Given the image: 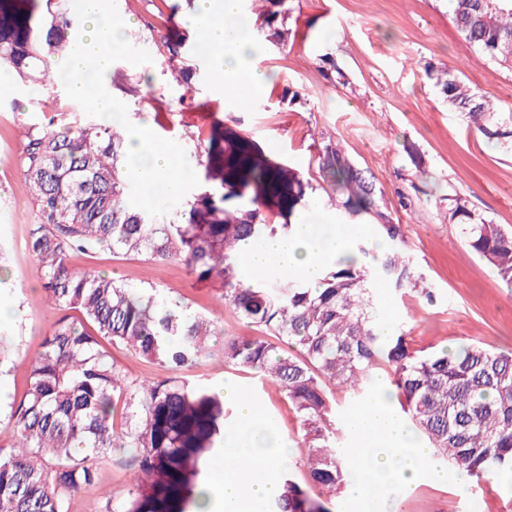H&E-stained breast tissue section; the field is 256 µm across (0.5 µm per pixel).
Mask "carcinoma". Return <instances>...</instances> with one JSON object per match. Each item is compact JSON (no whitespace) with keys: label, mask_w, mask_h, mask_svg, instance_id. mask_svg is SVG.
Returning <instances> with one entry per match:
<instances>
[{"label":"carcinoma","mask_w":512,"mask_h":512,"mask_svg":"<svg viewBox=\"0 0 512 512\" xmlns=\"http://www.w3.org/2000/svg\"><path fill=\"white\" fill-rule=\"evenodd\" d=\"M283 11H270L257 30L281 45ZM454 24L481 58L512 68V0H457ZM80 28L65 0H0V73L23 82L62 83L60 64ZM163 46L172 60L181 49L201 54L183 35ZM436 85L448 107L490 144L512 149V112L449 69ZM128 134L119 123L60 112L31 125L17 157L37 222L25 247L39 264L46 299L59 312L41 349L28 363L27 386L11 407L16 443L0 448V512H68L69 497L97 489L110 451L127 457L133 488L112 512H190L202 495L217 440L224 399L176 377L130 386L102 342L123 344L172 372L210 354L218 323L179 299L161 303L146 291L93 268L76 269L73 253L146 257L178 262L199 280H219L221 305L258 332L224 339V363L268 379L300 420L299 464L318 494L282 476V492L263 512H332L359 465L339 451L346 436L336 416V393L361 401L372 372L390 377L402 416L465 484L495 477L512 494V352L476 341L440 353L412 347L405 331L384 324L368 281L400 297H435L407 250L401 224L342 145L321 136L314 156L320 182L287 166L267 163L254 144L218 122L194 145L197 176L205 182L180 209L151 216L129 204ZM328 203L345 224L376 226L387 248L353 241L356 260L324 268L315 287L300 277L244 278L241 253L255 241L288 235L293 224H273L274 205L288 217ZM252 197L227 209L232 197ZM448 220L466 226V243L512 288V232L478 217L458 195L448 196ZM276 337L291 350L269 342Z\"/></svg>","instance_id":"1"}]
</instances>
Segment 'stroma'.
Instances as JSON below:
<instances>
[{"instance_id": "stroma-1", "label": "stroma", "mask_w": 512, "mask_h": 512, "mask_svg": "<svg viewBox=\"0 0 512 512\" xmlns=\"http://www.w3.org/2000/svg\"><path fill=\"white\" fill-rule=\"evenodd\" d=\"M116 0L127 25L126 37L147 50L151 62H116L122 80L105 73L110 94L128 107L134 124L149 123L160 137L188 146L190 137L207 136L221 122L252 140L266 159L307 173L321 134L340 142L357 167L381 190L402 226L407 246L435 292L434 301L397 298L384 290L375 296L387 323L403 324L415 348L427 352L474 339L491 350H512V289L465 244L462 225L448 221V198L457 194L470 209L512 231V149L493 147L449 109L425 63L455 70L481 93L494 96L512 112V70L479 59L459 36L450 0H286L285 45L264 44L262 65L270 80L256 100L242 101L216 80L213 59L197 61L198 77L179 85L171 71L163 33L198 36L195 0ZM53 96L55 111H68L65 91L38 84L0 81V264L5 284L0 305L11 310L0 333L11 337L16 362L0 374V448L13 445L8 423L11 403L23 395L26 357L58 317L40 288L36 259L25 248L27 226L36 215L17 166L26 122L42 120L39 99ZM408 207H400V197ZM77 268L112 273L133 288H152L159 299H180L223 327L213 338L211 357L183 373L206 386L233 384L241 399L258 404L281 440L295 443L300 421L272 385L257 375L225 365L220 356L229 336L251 330L219 307L220 281L201 282L177 263L108 253H75ZM132 471L111 456L102 471V492L77 493L68 512H107L106 492L123 495ZM384 512H502L504 492L497 479L464 486L419 484L411 492L397 486L375 491Z\"/></svg>"}]
</instances>
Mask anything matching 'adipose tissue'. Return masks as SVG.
I'll list each match as a JSON object with an SVG mask.
<instances>
[{
	"label": "adipose tissue",
	"mask_w": 512,
	"mask_h": 512,
	"mask_svg": "<svg viewBox=\"0 0 512 512\" xmlns=\"http://www.w3.org/2000/svg\"><path fill=\"white\" fill-rule=\"evenodd\" d=\"M197 2L195 23L206 35L205 48L216 62L219 84L260 96L268 81L261 64L262 47L250 37L238 0ZM292 222V235L249 244L244 253L246 266L258 272L274 267L314 284L322 276L326 259L353 258L350 230L317 223L308 211L295 214ZM238 414L232 457L224 469L207 479L198 500L202 512H250L255 503L279 492L275 474L287 464L288 449L268 453L255 444L250 432L258 421L256 405L240 403ZM348 428L355 443L351 453L363 462L370 476L355 478L346 495L367 512H381L374 494L377 486L396 484L408 489L424 477L436 484L447 481V469L394 409L386 384L375 385L372 398L352 414Z\"/></svg>",
	"instance_id": "ef3b65f1"
}]
</instances>
